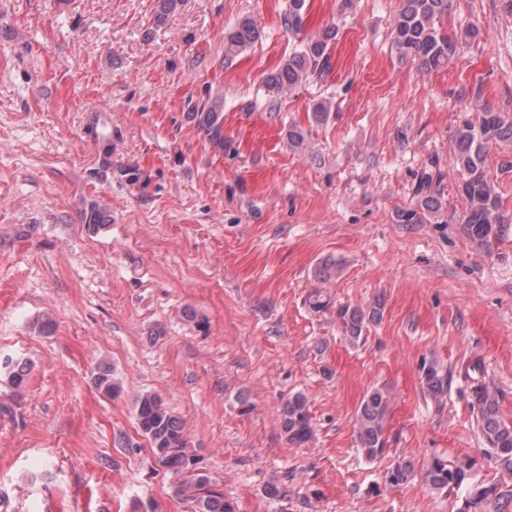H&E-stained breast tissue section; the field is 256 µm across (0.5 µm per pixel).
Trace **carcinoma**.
Instances as JSON below:
<instances>
[{
    "label": "carcinoma",
    "instance_id": "obj_1",
    "mask_svg": "<svg viewBox=\"0 0 512 512\" xmlns=\"http://www.w3.org/2000/svg\"><path fill=\"white\" fill-rule=\"evenodd\" d=\"M449 0H400L391 22L392 45L399 57L417 63L423 71H431L448 64L455 54L457 43L473 35L468 28L452 39L440 32L437 23L448 15ZM307 0H288L281 15V24L290 33L301 32ZM261 37L256 22L248 17L240 19L224 36V63L233 60L251 48ZM337 31L326 29L296 48L283 65L265 80L269 106L277 98L299 84L318 78L331 68V46ZM187 118L207 136L209 143L224 150L223 101L207 99L193 106ZM512 141V122L498 112L483 110L477 121L461 120L453 132L455 144L452 164L460 174L458 190L467 201L461 229L478 248L487 250L499 232L502 200L485 167V148L491 141ZM442 181L441 172L426 170L420 176L415 190L416 206L400 214L404 224H422L427 218L441 216L439 197L430 193L433 183ZM309 309L315 314H329L335 318L351 342L357 343L368 325L383 316V304L376 300L367 307L335 303L324 291L317 289L307 296ZM0 370L8 372L10 382L17 390L24 388L27 368L10 360L0 363ZM482 367L474 362L465 367L463 378L469 385L471 406L476 414L481 437L494 455L498 466L512 476V424L499 416L498 402L482 383ZM96 388L106 396L116 398L123 386L109 368L99 370L94 377ZM424 384L434 397L448 392V371L437 365L424 373ZM391 395L383 388L370 390L357 410L353 430L356 446L364 458L373 462L388 451L387 425ZM136 422L141 435L147 439L154 457L175 477V491L191 503L193 512H236L234 505L224 498L219 485L205 472L196 468L194 449L181 422L170 413L164 399L156 393L140 395L135 402ZM283 432L292 444H304L313 434L310 408L301 393L288 396L281 410ZM396 473L391 486L408 483L415 477L413 463L406 460L391 467ZM421 480L427 489L437 493L463 490L465 507L459 512H480L487 502L499 500L501 493L494 484H485L477 478L474 464L469 459L449 462L434 457L426 463Z\"/></svg>",
    "mask_w": 512,
    "mask_h": 512
}]
</instances>
